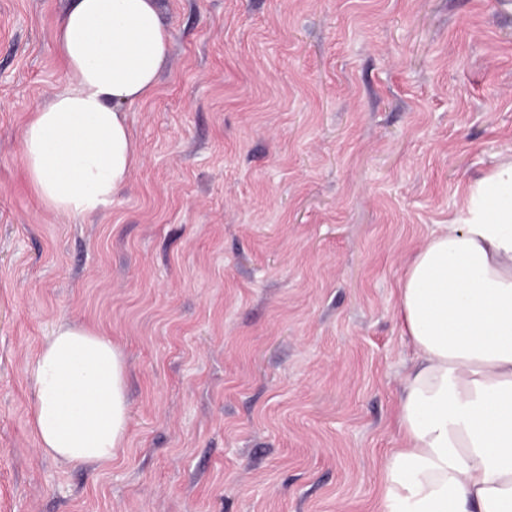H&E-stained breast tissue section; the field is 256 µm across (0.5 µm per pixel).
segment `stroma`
I'll use <instances>...</instances> for the list:
<instances>
[{
    "label": "stroma",
    "mask_w": 512,
    "mask_h": 512,
    "mask_svg": "<svg viewBox=\"0 0 512 512\" xmlns=\"http://www.w3.org/2000/svg\"><path fill=\"white\" fill-rule=\"evenodd\" d=\"M69 0H0V512H377L413 350L397 282L512 155V0H161L138 163L45 207L30 112L69 87ZM61 324L125 362L124 448L39 447L28 365Z\"/></svg>",
    "instance_id": "35a3bbf8"
}]
</instances>
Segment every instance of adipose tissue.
<instances>
[{
  "label": "adipose tissue",
  "instance_id": "1",
  "mask_svg": "<svg viewBox=\"0 0 512 512\" xmlns=\"http://www.w3.org/2000/svg\"><path fill=\"white\" fill-rule=\"evenodd\" d=\"M56 49L71 85L30 113L23 168L47 208L86 217L111 205L138 163L125 110L154 93L169 32L158 0H72ZM397 307L414 358L379 512H512V156L466 184L400 278ZM30 375L40 448L74 464L110 462L130 420L111 339L59 326Z\"/></svg>",
  "mask_w": 512,
  "mask_h": 512
}]
</instances>
